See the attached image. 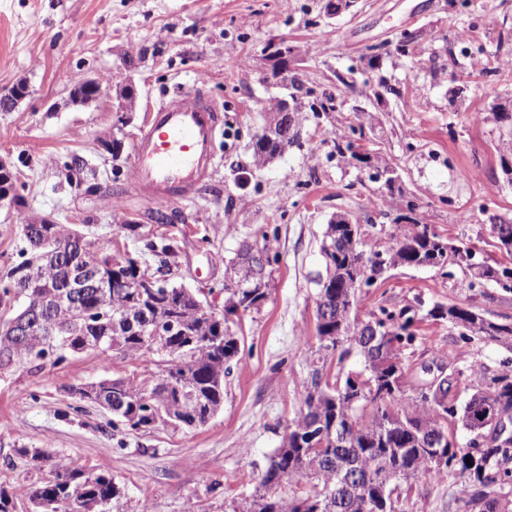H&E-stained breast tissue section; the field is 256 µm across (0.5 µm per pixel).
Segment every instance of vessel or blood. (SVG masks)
Wrapping results in <instances>:
<instances>
[{
  "instance_id": "obj_1",
  "label": "vessel or blood",
  "mask_w": 512,
  "mask_h": 512,
  "mask_svg": "<svg viewBox=\"0 0 512 512\" xmlns=\"http://www.w3.org/2000/svg\"><path fill=\"white\" fill-rule=\"evenodd\" d=\"M221 109L200 88H184L149 112L132 147L133 176L156 208L170 206L202 182L214 160Z\"/></svg>"
}]
</instances>
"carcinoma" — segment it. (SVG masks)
Segmentation results:
<instances>
[{
  "label": "carcinoma",
  "mask_w": 512,
  "mask_h": 512,
  "mask_svg": "<svg viewBox=\"0 0 512 512\" xmlns=\"http://www.w3.org/2000/svg\"><path fill=\"white\" fill-rule=\"evenodd\" d=\"M289 96L296 101L294 111L306 110L318 120L337 111L335 97L317 94L316 90L295 74L291 77ZM269 120L277 122L278 135L273 142L257 141L252 151V164L265 166L266 159L282 153L296 141L294 117L283 111L281 98L268 102ZM336 156L360 164V145L344 134L333 140ZM68 183L81 184L85 162L74 155L64 164ZM416 204L406 205V212L396 216L414 226L392 247L380 251L364 249L363 231L356 230V252L367 258V265L354 271L356 257L341 253L335 258L332 272L326 275L317 301V317H336L339 307L354 304L361 288L370 286L388 271L387 264L409 266L415 262L433 263L439 268L460 265L457 252L448 248V240L427 224L413 217ZM19 227L28 247L21 250L22 261L0 277V305L22 301L28 306L41 301L40 313L30 325V333L18 344L0 331V369L26 365L41 370L47 365L59 366L78 354L93 351L107 360L120 354L136 361H148L159 369L158 380L172 384L171 395L182 392L186 422L207 412L214 413L224 403V366L238 354V342L226 334L224 320L213 312L200 311L202 300L182 287L168 285L154 288L127 287L138 277L134 259L112 250H101L78 231L63 224H36L18 213ZM500 249L512 255V223L502 221L489 225ZM144 249L154 257L169 258L175 254L174 241L159 243L148 240ZM267 262L256 258L250 250L239 254L238 281L245 287L233 291V308L248 310L256 301L253 281L265 278ZM27 274L23 285L12 277L15 270ZM98 275L95 288H73L75 272ZM417 307L399 310L379 308L371 324H356L344 338L352 341L364 359L367 382L362 396L353 404H334L324 399L313 405L306 396V411L301 417H313L312 432H324L325 446L280 448L269 466L258 477L255 490L244 512H360L353 495L350 475L386 470L394 477H416L439 473L428 459L429 450L422 443L421 426L430 422L445 426L452 422L465 430L468 440L463 447L448 437L443 452L448 463L469 483L464 501L465 512H506L501 489L512 483V454L492 448L478 433L488 434L487 426L473 429L469 402L458 400L465 370L448 368L437 384H426L413 394L404 386V349L416 336L410 331ZM428 315L448 317L465 343L493 341L512 350V321L483 326V316L475 310L457 305H436ZM378 327L375 337L365 335L370 325ZM475 392L471 398L487 405L512 407V375L506 377L487 367L472 371ZM88 399L103 401L100 408L109 413V423L132 430L147 431L154 426L155 415L164 397L155 388L141 389L130 382L110 380L92 390ZM372 407L369 431H360L356 441L347 447L336 445L338 431L348 423L359 424L357 411ZM483 447L480 453L468 449ZM51 477L34 488L30 500H38L44 508L39 512H111L112 503L121 497L120 486L112 476H86L62 457H51ZM316 478L312 492L304 496L284 498L278 488L282 483H300ZM397 486L387 485L386 495L371 488L369 497L376 499V512H397Z\"/></svg>",
  "instance_id": "carcinoma-1"
}]
</instances>
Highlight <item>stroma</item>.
<instances>
[{
  "label": "stroma",
  "instance_id": "1",
  "mask_svg": "<svg viewBox=\"0 0 512 512\" xmlns=\"http://www.w3.org/2000/svg\"><path fill=\"white\" fill-rule=\"evenodd\" d=\"M324 0H0V94L26 82L28 97L0 111V156L24 159L18 192L23 210L72 225L98 247L136 258L160 279L202 292L239 344L226 365L224 404L197 427L166 422L147 431L114 428L95 403L72 388L106 378L147 387L158 369L115 355L86 352L36 372L0 371V487L16 496L17 512H32V489L49 475L34 448L68 458L89 475L109 474L122 489L112 512H241L258 477L282 442L283 429L304 408L313 370L335 382L338 372L364 367L357 350H324L316 332L320 282L326 276L322 240L332 217L345 214L384 249L407 231L392 215L415 202L416 218L444 239L471 247L478 260L512 267L488 224L512 221V75L472 70L471 56L512 51V0H355L328 18ZM476 25L478 38L460 47L457 35ZM419 37L421 55L394 49L400 33ZM288 40L299 50L305 80L336 93L342 109L330 121L295 116L300 139L265 168L251 165L252 144L267 101L280 95L266 46ZM143 50L135 68L126 54ZM378 53L371 69L366 59ZM352 70L355 82L380 90L360 103L337 91L334 74ZM133 79L134 112L119 122L111 95L85 106L69 91L91 74ZM202 79L203 92L224 110L217 157L201 189L169 209L174 221L152 222L146 193L132 176L134 138L159 98ZM355 131L374 158L395 167L393 186L332 153L336 135ZM114 136L120 159L100 145ZM58 163L44 165V155ZM82 156L80 186H69L63 164ZM140 226L120 227V218ZM175 238L170 266L143 250L144 239ZM266 249L267 297L228 312L237 283L238 253ZM422 299L472 307L492 320L512 321V293L470 285L459 268L398 266L361 290L359 320L379 307L397 309ZM406 352L405 386L427 381L422 365L499 368L507 352L495 342L462 344L447 320L414 327ZM399 512H463L464 486L455 474L401 483Z\"/></svg>",
  "mask_w": 512,
  "mask_h": 512
}]
</instances>
